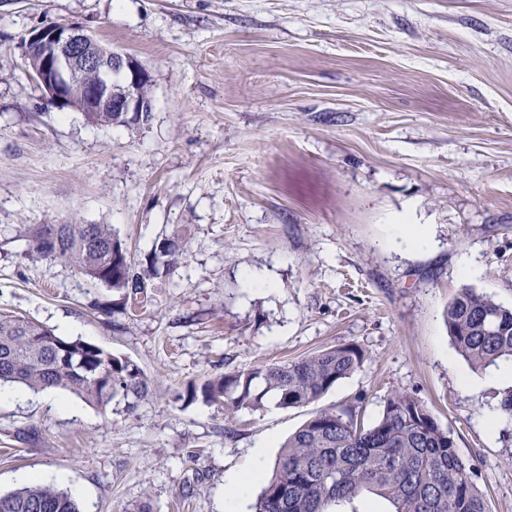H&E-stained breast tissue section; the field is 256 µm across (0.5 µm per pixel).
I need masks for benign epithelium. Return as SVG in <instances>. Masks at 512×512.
Segmentation results:
<instances>
[{
  "mask_svg": "<svg viewBox=\"0 0 512 512\" xmlns=\"http://www.w3.org/2000/svg\"><path fill=\"white\" fill-rule=\"evenodd\" d=\"M28 75L59 109L80 112H117L136 119L151 108L140 96L150 80L131 55L104 46L78 21L55 22L29 30L22 42ZM96 81H84L88 72Z\"/></svg>",
  "mask_w": 512,
  "mask_h": 512,
  "instance_id": "obj_1",
  "label": "benign epithelium"
}]
</instances>
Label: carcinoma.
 Returning a JSON list of instances; mask_svg holds the SVG:
<instances>
[{
    "label": "carcinoma",
    "mask_w": 512,
    "mask_h": 512,
    "mask_svg": "<svg viewBox=\"0 0 512 512\" xmlns=\"http://www.w3.org/2000/svg\"><path fill=\"white\" fill-rule=\"evenodd\" d=\"M96 126H126L112 112L84 114ZM48 224L25 230L26 257L58 259L76 272L117 292L141 287L144 276L171 270L180 248L159 242L135 271L109 224L60 225L59 250L42 240ZM448 334L457 352L475 368L512 360V308L470 288L448 302ZM363 351L354 343L326 348L296 360L264 364L191 381L180 394L190 405L199 400L224 405L235 420L241 411L265 407L267 399L288 409L312 403L336 383L361 369ZM112 379V398L105 393ZM0 382L39 392L67 390L104 410L122 405L134 411L149 394V381L130 358L102 347L56 335L32 320L0 314ZM450 431L441 427L421 399L402 391L386 400L380 417L364 426L352 410L317 411L282 445L272 476L264 483L255 512H333L369 489L386 499L393 512H488L486 500L469 475ZM0 512H82L71 493L39 483L0 495Z\"/></svg>",
    "instance_id": "obj_1"
}]
</instances>
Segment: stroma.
<instances>
[{"label":"stroma","mask_w":512,"mask_h":512,"mask_svg":"<svg viewBox=\"0 0 512 512\" xmlns=\"http://www.w3.org/2000/svg\"><path fill=\"white\" fill-rule=\"evenodd\" d=\"M63 19L149 73L147 123L49 104L21 44ZM75 222L111 225L136 267L164 239L181 255L127 295L24 258L26 225ZM464 288L512 306V0H0V312L126 356L151 387L131 413L1 399L0 495L41 474L82 512H254L260 485L233 494L235 475L271 477L317 410L370 424L399 390L451 431L489 512H512V419L483 424L512 361L455 350ZM348 342L362 368L299 408L231 426L179 398Z\"/></svg>","instance_id":"stroma-1"}]
</instances>
